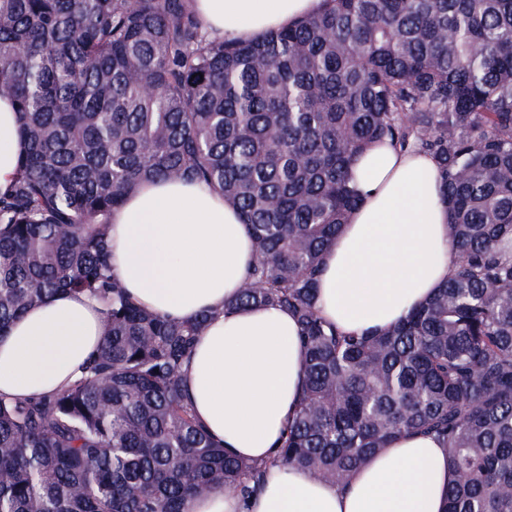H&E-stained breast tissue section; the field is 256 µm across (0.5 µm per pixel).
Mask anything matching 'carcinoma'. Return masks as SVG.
<instances>
[{
	"label": "carcinoma",
	"instance_id": "carcinoma-1",
	"mask_svg": "<svg viewBox=\"0 0 512 512\" xmlns=\"http://www.w3.org/2000/svg\"><path fill=\"white\" fill-rule=\"evenodd\" d=\"M252 41L211 39L189 0H0V98L28 148L0 193V338L59 291L103 305L70 387L0 397V512H186L267 465L345 484L399 436L446 448L445 512H512V0H328ZM441 168L452 276L381 333L345 334L316 277L375 142ZM236 206L253 261L224 311H291L299 409L267 464L198 424L182 374L211 312L174 321L112 273V212L147 179Z\"/></svg>",
	"mask_w": 512,
	"mask_h": 512
}]
</instances>
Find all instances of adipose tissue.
Wrapping results in <instances>:
<instances>
[{"mask_svg": "<svg viewBox=\"0 0 512 512\" xmlns=\"http://www.w3.org/2000/svg\"><path fill=\"white\" fill-rule=\"evenodd\" d=\"M210 38L248 41L316 15L326 0H192ZM20 117L0 99V191L24 142ZM358 197L317 278L321 316L350 334L384 331L427 302L452 274L450 211L435 158L389 143L355 155ZM112 270L139 306L175 321L209 311L183 381L206 431L235 455L269 462L294 418L302 385L301 327L286 309L225 312L252 259L239 212L197 181H146L111 218ZM104 342L100 302L57 293L27 310L0 339V396L54 395L78 380ZM450 476L441 444L405 435L345 485L270 465L250 497L216 491L188 512H442Z\"/></svg>", "mask_w": 512, "mask_h": 512, "instance_id": "1", "label": "adipose tissue"}]
</instances>
